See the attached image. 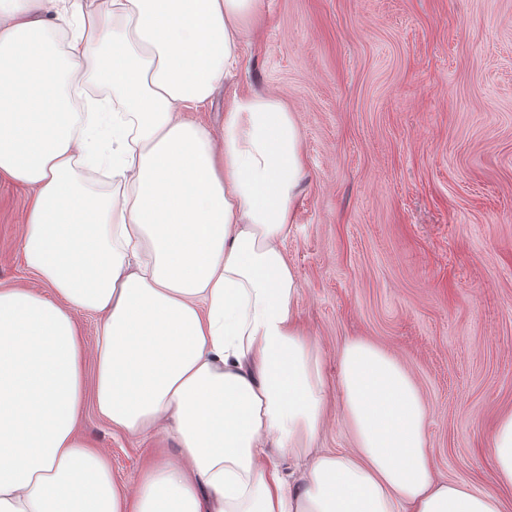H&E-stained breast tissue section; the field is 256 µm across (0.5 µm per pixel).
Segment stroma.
I'll return each instance as SVG.
<instances>
[{"label":"stroma","mask_w":512,"mask_h":512,"mask_svg":"<svg viewBox=\"0 0 512 512\" xmlns=\"http://www.w3.org/2000/svg\"><path fill=\"white\" fill-rule=\"evenodd\" d=\"M239 64L192 119L233 96L295 112L306 169L284 250L329 404L318 442L351 447L336 381L347 339L392 352L428 408L435 473L495 485L491 435L512 411V0H264ZM28 192L0 179V286L45 292L19 246ZM81 434L140 488L150 449L85 404Z\"/></svg>","instance_id":"obj_1"}]
</instances>
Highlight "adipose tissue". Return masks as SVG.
Wrapping results in <instances>:
<instances>
[{
    "label": "adipose tissue",
    "mask_w": 512,
    "mask_h": 512,
    "mask_svg": "<svg viewBox=\"0 0 512 512\" xmlns=\"http://www.w3.org/2000/svg\"><path fill=\"white\" fill-rule=\"evenodd\" d=\"M262 0H12L0 7V178L29 192L20 247L53 298L0 288V512H503L495 488L433 473L427 408L366 339L339 354L349 448L318 451L320 349L282 251L305 159L274 94L219 132L186 118L231 76ZM100 317L94 350L75 319ZM94 382L86 384L85 369ZM162 429L141 489L80 435ZM302 458L285 473L272 451Z\"/></svg>",
    "instance_id": "1"
}]
</instances>
